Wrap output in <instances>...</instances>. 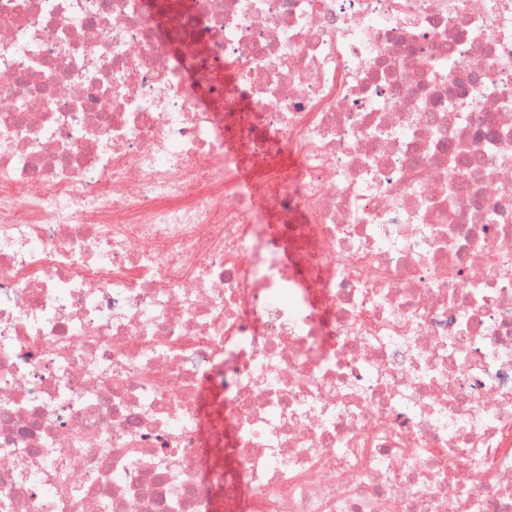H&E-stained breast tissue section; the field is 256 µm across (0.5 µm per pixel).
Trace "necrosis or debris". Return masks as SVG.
<instances>
[{
	"label": "necrosis or debris",
	"mask_w": 512,
	"mask_h": 512,
	"mask_svg": "<svg viewBox=\"0 0 512 512\" xmlns=\"http://www.w3.org/2000/svg\"><path fill=\"white\" fill-rule=\"evenodd\" d=\"M0 0V512H512V0Z\"/></svg>",
	"instance_id": "obj_1"
}]
</instances>
